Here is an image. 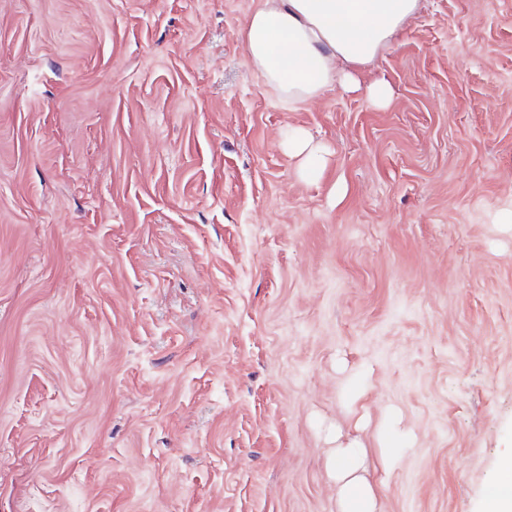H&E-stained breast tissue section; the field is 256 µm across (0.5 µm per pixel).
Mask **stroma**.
Instances as JSON below:
<instances>
[{
  "label": "stroma",
  "mask_w": 512,
  "mask_h": 512,
  "mask_svg": "<svg viewBox=\"0 0 512 512\" xmlns=\"http://www.w3.org/2000/svg\"><path fill=\"white\" fill-rule=\"evenodd\" d=\"M263 3L0 0V512H339L353 438L379 512H483L512 0H421L362 72L385 107L286 106L239 37ZM288 152L303 157V166L306 169H318L325 157L321 148L314 145L306 135L298 130L288 132Z\"/></svg>",
  "instance_id": "1"
}]
</instances>
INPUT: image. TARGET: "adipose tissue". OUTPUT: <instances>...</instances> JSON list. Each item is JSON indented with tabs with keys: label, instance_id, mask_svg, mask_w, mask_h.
Returning <instances> with one entry per match:
<instances>
[{
	"label": "adipose tissue",
	"instance_id": "1",
	"mask_svg": "<svg viewBox=\"0 0 512 512\" xmlns=\"http://www.w3.org/2000/svg\"><path fill=\"white\" fill-rule=\"evenodd\" d=\"M419 9L420 0H266L239 35L258 75L288 103L337 86L384 104L388 82L365 84L360 74ZM365 457L356 440L336 450L339 512H378V490L361 474Z\"/></svg>",
	"mask_w": 512,
	"mask_h": 512
}]
</instances>
